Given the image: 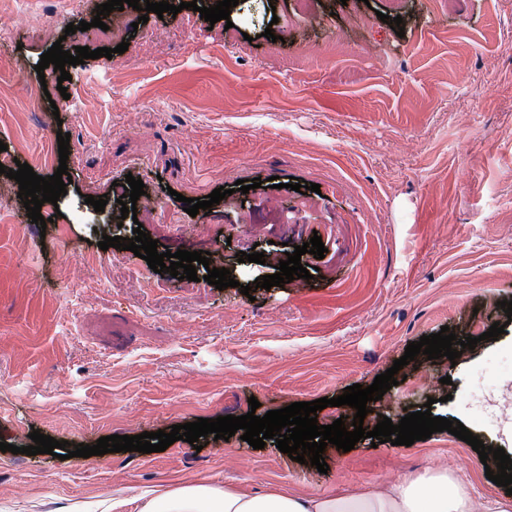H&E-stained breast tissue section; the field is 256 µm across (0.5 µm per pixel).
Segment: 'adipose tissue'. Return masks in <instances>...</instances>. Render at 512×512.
Segmentation results:
<instances>
[{
  "instance_id": "1",
  "label": "adipose tissue",
  "mask_w": 512,
  "mask_h": 512,
  "mask_svg": "<svg viewBox=\"0 0 512 512\" xmlns=\"http://www.w3.org/2000/svg\"><path fill=\"white\" fill-rule=\"evenodd\" d=\"M141 512H477V505L453 474L431 469L385 486L312 497L248 495L211 484L159 488L145 495Z\"/></svg>"
}]
</instances>
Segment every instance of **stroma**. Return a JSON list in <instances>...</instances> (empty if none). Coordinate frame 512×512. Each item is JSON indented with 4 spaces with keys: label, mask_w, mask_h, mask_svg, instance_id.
<instances>
[{
    "label": "stroma",
    "mask_w": 512,
    "mask_h": 512,
    "mask_svg": "<svg viewBox=\"0 0 512 512\" xmlns=\"http://www.w3.org/2000/svg\"><path fill=\"white\" fill-rule=\"evenodd\" d=\"M103 0H0V142L38 164L70 135L72 182L29 222L9 194L0 211V442L31 429L71 444L171 430L200 418L264 416L294 402L369 386L407 344L448 327L475 336L457 361L418 355L364 419L399 420L431 404L484 445L512 449V0H239L229 22L197 9L97 15ZM401 17L403 33L390 20ZM119 22L129 47L37 73L53 43L97 49ZM273 38H264L265 29ZM140 178L149 201L122 218L118 183ZM279 177L242 194L237 180ZM319 184L311 192L309 184ZM231 194L206 217L182 198ZM106 223H83L86 196ZM141 226L158 252L206 251L234 288L194 287L133 252L98 247ZM312 279L257 288L287 246ZM264 254L239 262V252ZM252 287L243 295L242 286ZM502 323L497 340L485 339ZM259 408H251L250 399ZM329 467L291 460L266 440L176 441L165 451L60 460L0 451V512H86L104 499L141 512L142 497L187 483L298 497L387 485L445 468L477 502L505 498L479 455L448 432L411 446L327 445Z\"/></svg>",
    "instance_id": "obj_1"
}]
</instances>
